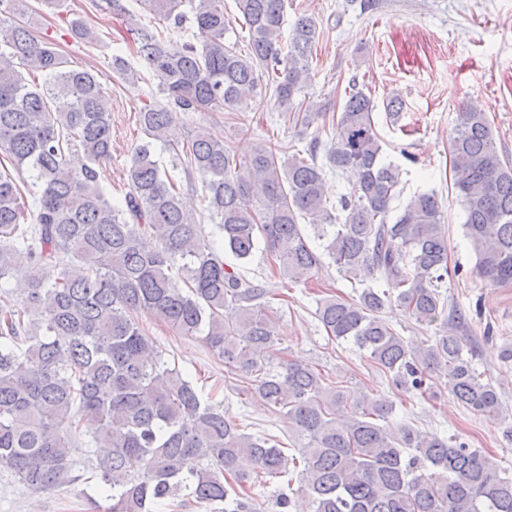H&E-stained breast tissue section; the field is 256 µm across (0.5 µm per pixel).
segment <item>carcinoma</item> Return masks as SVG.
<instances>
[{
	"label": "carcinoma",
	"instance_id": "obj_1",
	"mask_svg": "<svg viewBox=\"0 0 512 512\" xmlns=\"http://www.w3.org/2000/svg\"><path fill=\"white\" fill-rule=\"evenodd\" d=\"M0 0V470L23 486L52 490L71 473L80 439L108 452L89 461L102 512H260L257 481L296 471L310 512H512V473L485 452L408 423L391 424L396 401L328 381L303 359L277 357V305L288 294L224 260H252L264 244L269 276L305 284L335 266L353 295L328 296L316 316L326 335L352 344L396 389L434 398L433 379L473 414L504 425L512 414L452 334L448 228L434 191L416 192L396 216L401 167L384 156L375 102L357 83L326 116L304 98L319 30L298 17L282 52L286 0H235L249 34L243 55L226 39L224 0H137L174 29L192 19L197 42L130 21L132 50L159 80L162 99L142 102L143 135L121 200L104 191L112 156V105L97 74L67 66L59 45L14 18ZM189 7V11L182 7ZM71 37L94 43L84 17ZM44 75L29 83L22 70ZM112 72L141 78L127 59ZM270 97L307 139L283 159L258 142L245 155L199 129L172 140L179 115L225 112L239 119ZM67 107L55 106L59 98ZM326 120L318 126L316 121ZM329 133L323 138V133ZM161 143L207 206L193 214L153 159ZM324 162H318L319 154ZM453 188L465 212L473 273L512 285V162L497 152L482 112L465 110L448 141ZM355 182L332 203L326 170ZM28 173L23 194L15 176ZM215 224L216 240L202 221ZM397 308L439 335L419 347L385 318ZM202 342L240 378L242 394L307 440L287 455L274 436L240 429L221 403L202 399L165 359L143 319Z\"/></svg>",
	"mask_w": 512,
	"mask_h": 512
}]
</instances>
